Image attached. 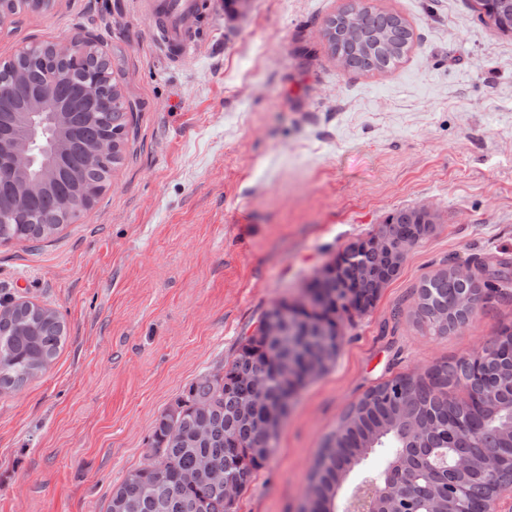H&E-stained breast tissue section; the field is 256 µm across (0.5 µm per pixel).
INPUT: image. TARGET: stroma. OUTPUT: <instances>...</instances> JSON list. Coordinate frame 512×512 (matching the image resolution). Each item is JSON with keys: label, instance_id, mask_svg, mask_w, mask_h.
<instances>
[{"label": "stroma", "instance_id": "35a3bbf8", "mask_svg": "<svg viewBox=\"0 0 512 512\" xmlns=\"http://www.w3.org/2000/svg\"><path fill=\"white\" fill-rule=\"evenodd\" d=\"M352 0H203L178 61L139 0H51L0 20V61L93 39L136 109L96 202L42 242H0V302L55 310L48 369L0 390V512H106L148 463L156 419L221 369L293 296L393 211L436 229L309 383L235 512H299L315 457L349 405L398 375L469 357L512 325V287L436 335L415 288L447 263L512 260V33L475 0H361L412 47L386 72L343 70L326 20Z\"/></svg>", "mask_w": 512, "mask_h": 512}]
</instances>
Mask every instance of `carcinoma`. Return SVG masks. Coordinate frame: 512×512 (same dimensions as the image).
<instances>
[{"label":"carcinoma","mask_w":512,"mask_h":512,"mask_svg":"<svg viewBox=\"0 0 512 512\" xmlns=\"http://www.w3.org/2000/svg\"><path fill=\"white\" fill-rule=\"evenodd\" d=\"M50 0H0V16L24 11L46 10ZM492 24L512 33V0H494L489 14ZM328 48L344 69L386 70L407 54L412 31L397 14L377 12L352 5L331 18L325 29ZM101 77L103 92L112 98V113H86L94 108L83 103L79 90L86 75ZM55 86L56 96L48 104L52 112L68 114V127L57 134L61 141L59 164L45 174L41 194L20 204L22 189L17 179L0 183V240L45 239L78 218V203L89 206L96 196L85 198L90 187L101 192L112 172L124 160V135L112 141V152L95 168L83 163L85 150L95 141L126 130L132 103L125 98L109 72L108 63L92 51L79 56L62 55L53 44L28 49L0 65V87L6 90L8 109L0 111V126L15 127L21 113L37 101L46 82ZM435 215L403 208L387 216L397 238L372 234L350 243L333 262L314 276L320 298L291 319L285 334L271 331L273 321H282L280 310L271 308L256 332L244 338L232 359L224 364V383L211 375L192 382L178 417L164 412L151 437L150 462L130 471L112 490L107 512H232L224 501V487L200 478L183 481L186 473L207 462L224 469L246 488L276 446L274 430L270 446L255 447L257 436L278 410L288 409V379L283 368L288 359L302 354L324 353L326 365L335 362L340 348L338 321L350 311L365 313L377 300L381 285L372 279L357 280L352 268L359 264L394 280L402 265L391 264L400 243H417L434 231ZM512 263L506 260L479 261L480 277L459 280L448 265L424 279L417 289L415 314L435 333L444 336L466 323L476 307L465 296H489L512 284ZM65 326L57 313L31 302H21L0 312V388L15 389L47 369L56 358ZM501 353L488 359L482 383L487 391L483 403L471 409L464 402L448 400V386L470 388L472 381L455 365L434 367L425 377L396 376L368 391L351 404L336 430L324 441L311 469L305 496L317 512H333L336 497L347 474L377 448L387 449V465L413 477L429 489L432 512H455L463 494L474 497L496 493V485L485 474L479 450L470 453L465 470L438 476L418 464V450L430 447L448 451V416L461 414L471 430L490 437L489 445L501 453L504 475H512V327L503 328L492 339ZM266 375V400L248 417L239 405L249 398L252 376ZM386 512H408L405 487L388 492Z\"/></svg>","instance_id":"cac0c4a2"}]
</instances>
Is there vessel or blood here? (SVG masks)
I'll return each instance as SVG.
<instances>
[{
	"instance_id": "1",
	"label": "vessel or blood",
	"mask_w": 512,
	"mask_h": 512,
	"mask_svg": "<svg viewBox=\"0 0 512 512\" xmlns=\"http://www.w3.org/2000/svg\"><path fill=\"white\" fill-rule=\"evenodd\" d=\"M146 17L159 21L158 41L169 60L189 46L190 30L200 5L198 0H140Z\"/></svg>"
}]
</instances>
